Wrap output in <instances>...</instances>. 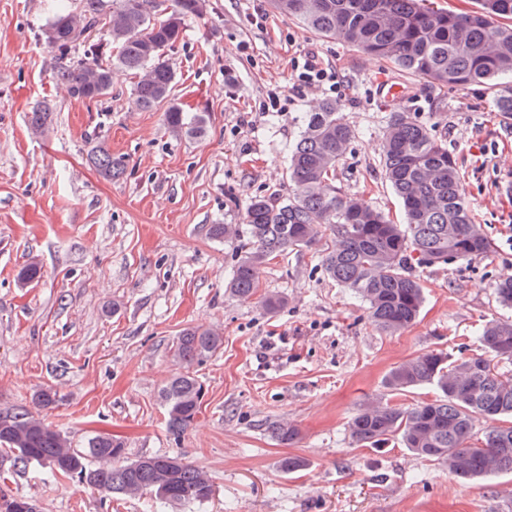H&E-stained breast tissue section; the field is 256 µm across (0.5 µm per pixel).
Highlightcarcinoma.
<instances>
[{"label": "carcinoma", "instance_id": "1", "mask_svg": "<svg viewBox=\"0 0 512 512\" xmlns=\"http://www.w3.org/2000/svg\"><path fill=\"white\" fill-rule=\"evenodd\" d=\"M280 13L306 29L381 58L392 67L428 78L442 87L495 85L512 75V0H478V8L456 13L428 0H272ZM206 0H79L61 9L45 28L48 46L67 63L58 81L67 94L99 100L112 93V66L100 62L105 46L116 50L115 63L134 77L133 94L142 109L165 106L164 120L176 133L201 135L207 117H187L173 101L177 78L167 51L183 36L184 21L199 16ZM106 28V43L88 34ZM81 57L70 61L72 54ZM354 130L332 100L315 103L304 113L298 140L287 157L292 195L286 200L256 196L246 205L243 223L214 224L215 237L244 234L248 249L234 266L233 295L248 299L259 292L260 273L269 260L292 251L313 249L329 278L358 294L370 318L390 335L409 329L425 302L415 271L448 261H471L493 249L470 206L456 162L444 135L408 112H392L382 136L380 174L397 196L404 222L395 223L362 194L336 184V168ZM90 160L105 178L117 179L124 163L102 144ZM336 242L323 245L326 232ZM497 301L512 308V278L493 284ZM477 338L485 354L452 359L428 351L396 365L386 387L400 394L433 386L439 396L402 406L389 401L364 405L349 423L355 442L372 448L399 444L410 453L435 461L460 479L512 473V376L497 364H512V320L483 323ZM223 336L213 329L187 327L176 337L172 355L178 371L161 391L169 432L181 434L195 421L205 395L194 366L213 355ZM37 410H0V445L13 467L37 462L55 476L67 477L103 496L136 498L146 493L168 504H202L215 489L209 474L179 455L126 460L123 441L96 434L86 446L53 428L41 411L58 402L49 387L33 396ZM489 422L474 441L473 419ZM271 433L282 443L298 429L281 423ZM0 512H38L22 494L0 498Z\"/></svg>", "mask_w": 512, "mask_h": 512}]
</instances>
